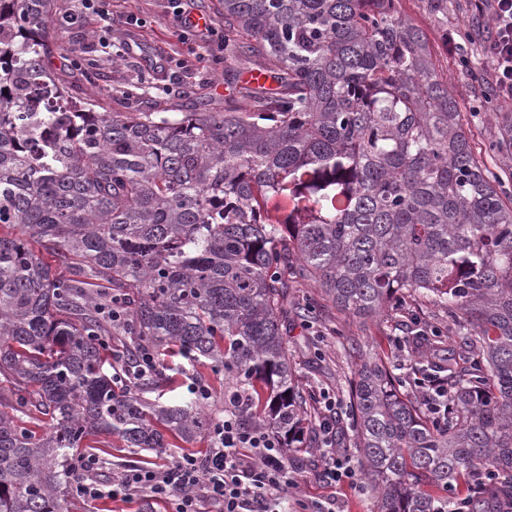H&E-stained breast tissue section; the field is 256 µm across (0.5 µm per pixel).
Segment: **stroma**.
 I'll list each match as a JSON object with an SVG mask.
<instances>
[{"label": "stroma", "mask_w": 512, "mask_h": 512, "mask_svg": "<svg viewBox=\"0 0 512 512\" xmlns=\"http://www.w3.org/2000/svg\"><path fill=\"white\" fill-rule=\"evenodd\" d=\"M218 0H112V32L93 39L98 24L86 20L80 26L62 31L49 26L47 38L58 49L49 60L57 76L79 88L95 101L99 112L137 113L143 106L158 112H220L226 98L237 96L246 86L252 65L246 60L224 64V17L218 12ZM199 13L211 20L208 31H188L183 26L184 11ZM136 44L135 53L113 62L118 46ZM184 60V67L153 69L155 56ZM439 63L447 69L454 96L463 111L473 112L471 130L485 139L494 130L498 112H512V102L499 108L483 107L474 77L487 65L479 50H472V67H465L458 57L439 50ZM282 334L300 386L326 389L341 394L352 379L358 360L345 357L343 340L360 344L391 364H402L394 348L397 336L393 317L359 318L325 303L314 326L297 320L293 312L282 318ZM319 454H311L302 470L305 480L296 490L306 500L337 497L345 512H372L373 499L364 484L339 490L322 487L316 480Z\"/></svg>", "instance_id": "1"}]
</instances>
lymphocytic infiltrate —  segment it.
Listing matches in <instances>:
<instances>
[{
  "label": "lymphocytic infiltrate",
  "mask_w": 512,
  "mask_h": 512,
  "mask_svg": "<svg viewBox=\"0 0 512 512\" xmlns=\"http://www.w3.org/2000/svg\"><path fill=\"white\" fill-rule=\"evenodd\" d=\"M474 7L491 14L493 31L483 55L496 94L512 99V0H474ZM252 403L247 392L226 393L224 416L210 433L204 456L181 454L163 464L115 472L108 490L95 478L97 459L78 457L75 472L80 493L88 501L105 497L167 499L172 512H203L207 504L216 512H276L284 495L297 487L302 477L274 431L241 424L240 411ZM335 411V399L324 397L319 408L322 448L318 479L332 488L355 484L359 478L350 457L336 451Z\"/></svg>",
  "instance_id": "f902f5d3"
}]
</instances>
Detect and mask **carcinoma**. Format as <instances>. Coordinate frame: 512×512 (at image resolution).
<instances>
[{"label":"carcinoma","instance_id":"obj_1","mask_svg":"<svg viewBox=\"0 0 512 512\" xmlns=\"http://www.w3.org/2000/svg\"><path fill=\"white\" fill-rule=\"evenodd\" d=\"M224 48L272 75L222 112H96L47 66L51 0H0V512H72L76 451L120 438L163 454L220 419L189 397L142 399L179 369L267 391L240 414L313 452L317 395L300 388L281 320L288 289L384 317L432 301L438 335L407 373L362 359L349 425L374 512H468L512 504V195L501 197L512 124L472 132L434 47L396 0H223ZM448 40V0H425ZM127 367H158L135 392ZM426 375L448 384L447 416L425 411ZM40 418L38 433L25 419ZM120 355L112 357V376H116L117 382L122 388L131 392L136 389L138 385L137 380L155 368V358L148 348H143L134 367L136 369L131 370L125 368L122 356Z\"/></svg>","mask_w":512,"mask_h":512}]
</instances>
